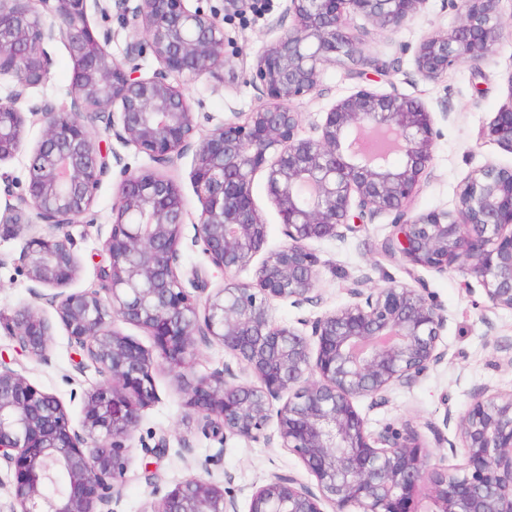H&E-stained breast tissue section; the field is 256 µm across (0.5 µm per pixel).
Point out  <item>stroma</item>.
Returning a JSON list of instances; mask_svg holds the SVG:
<instances>
[{"label": "stroma", "mask_w": 512, "mask_h": 512, "mask_svg": "<svg viewBox=\"0 0 512 512\" xmlns=\"http://www.w3.org/2000/svg\"><path fill=\"white\" fill-rule=\"evenodd\" d=\"M255 10L224 24L227 65L223 80L200 78L187 82L189 96L199 125V135H206L234 112H250L259 106L257 92L248 84V74L262 48L275 39L269 23L285 7V0H256ZM140 0H126L122 10L110 9L108 15L90 14L95 29H112L114 40L107 49L123 58L127 36L133 28L134 10ZM460 19L457 0H427L424 8L394 31H385L362 17H354L349 32L357 41L359 56L375 61L374 69L359 74L357 65H329L323 70L317 90L296 104L301 114L299 133L313 135L331 105L359 88L380 93L398 91L425 104L433 114L437 133L433 160L428 176L411 203L413 213L434 209H454L460 183L479 168L494 164L512 167V151L484 139L482 131L499 108L512 97L507 89V76L512 73V37L503 36L493 51L471 69L460 64L449 68L438 79L427 80L415 66V53L420 41L432 33H448ZM54 64L48 81L30 90L21 109L48 98L58 104L69 103L68 91L73 62L62 44L51 47ZM95 136L104 138L113 152L122 158L99 187L91 224H74L69 232L74 252L80 263L72 282L75 290L99 285L97 255L102 249L103 231L113 222L117 188L122 167L137 170L149 166V158L134 146L121 143L115 136L96 127ZM191 159L183 157L176 165L163 168V175L180 186L187 205L189 222L185 224L178 271L190 277L192 269L205 274L210 287L223 284L224 276L192 242L201 205L193 193ZM390 218L379 214L368 220L345 240L312 242L317 254L320 302L315 306L293 307L290 302L272 303V316L278 323L295 324L297 318L315 316L344 304L346 290L355 281L366 286H383L387 281H408L403 266L382 256L380 247L389 231ZM46 226L24 224L12 235L0 238V359L43 391L57 395L64 403L72 424L82 419L81 403L76 396L90 390L99 381L94 369L79 370L83 353L71 344L62 325L53 328L46 359L39 360L21 353L10 334V319L25 306H37L36 286L25 275L18 258L26 242L45 234ZM433 300L445 311L448 324L442 333L441 346L447 349L445 361L422 376L413 386L389 392L387 401L370 406L358 402L359 411L371 429L390 425L416 429L432 453V464L460 467L464 455L446 447H436L430 423L441 422L445 408L464 413L474 392L484 386L501 391L512 390V311L489 307L482 288L465 270L456 268L444 273L421 270ZM234 356L218 342L197 348L189 366L171 369L160 365L153 373L159 400L141 410L139 426L129 442V463L122 479L121 512H150L161 492L192 477L223 484L236 493L240 512H247L249 495L272 473H293L305 483H312L299 458L285 448H270L264 443L231 436L226 441L206 436L201 424L185 407V393L204 376L234 363ZM167 438L169 450L155 458L152 449L159 438Z\"/></svg>", "instance_id": "obj_1"}]
</instances>
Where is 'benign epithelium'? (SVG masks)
I'll return each mask as SVG.
<instances>
[{
    "label": "benign epithelium",
    "instance_id": "7a95c632",
    "mask_svg": "<svg viewBox=\"0 0 512 512\" xmlns=\"http://www.w3.org/2000/svg\"><path fill=\"white\" fill-rule=\"evenodd\" d=\"M103 2L0 0V76L15 81L0 102V162L22 149L18 104L47 80L50 48L61 42L78 61L69 108L43 100L29 109L43 136L29 157L24 207L6 203L0 228L33 217L56 229L29 239L19 262L30 281L47 289L36 298L54 310L102 377L82 394L76 428L57 396L0 361V466L19 506L12 512H117L127 442L140 409L158 400L153 371L161 364L182 368L198 344L213 341L241 368L226 363L186 393L203 433L286 448L315 479L311 486L274 473L254 488L248 512H418L421 495L427 512H512V392L480 388L464 415L447 406L442 425L428 424L437 444L463 448L465 463L453 472L431 464L416 430H370L356 407L363 399L384 402L390 390L411 387L445 358L440 342L448 318L417 268H462L492 308L512 310V168L489 164L462 184L455 209L414 214L411 201L436 137L422 102L361 88L337 100L307 138L298 136L301 113L292 107L317 90L324 63L354 56L351 16L396 30L427 0H285L271 24L281 34L250 71L262 104L233 113L197 143L195 111L176 80L224 79L218 11L192 8L189 0H140L143 37L133 35L117 59L106 49L112 30L97 32L88 19L91 7L108 14ZM500 2L461 0L459 24L420 42L417 72L432 80L456 64L477 66L504 31L512 34V14L504 17ZM253 5L224 0V16ZM147 53L159 63L150 76L138 63ZM508 98L483 135L512 151V74ZM97 122L154 166L123 171L102 244L101 288L69 291L79 260L59 231L89 223L96 191L112 170L108 149L91 132ZM190 149L201 203L192 243L223 271L220 288H209L198 272L187 280L177 272L188 212L180 187L158 168ZM261 169L286 238L276 250L267 249V224L253 197ZM382 213L392 216L383 253L412 282H358L332 311L301 317L296 327L275 323L274 300L297 308L318 302L319 259L309 243L343 240ZM261 253L255 280H238ZM116 318L149 331L154 350L115 330ZM11 336L21 351L42 359L52 324L26 308L16 313ZM244 373L256 382L243 381ZM451 426L452 440L443 433ZM153 512L239 510L224 486L191 477L163 494Z\"/></svg>",
    "mask_w": 512,
    "mask_h": 512
}]
</instances>
